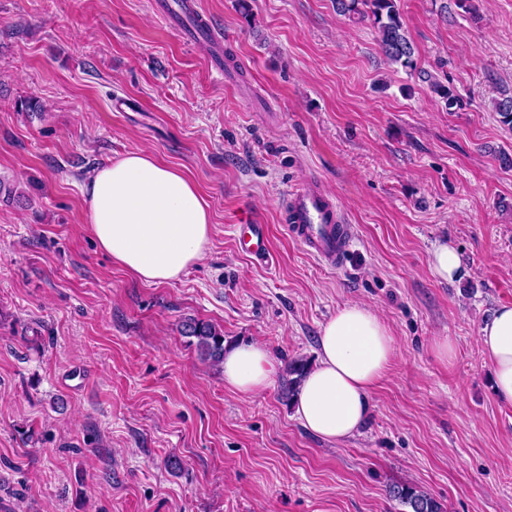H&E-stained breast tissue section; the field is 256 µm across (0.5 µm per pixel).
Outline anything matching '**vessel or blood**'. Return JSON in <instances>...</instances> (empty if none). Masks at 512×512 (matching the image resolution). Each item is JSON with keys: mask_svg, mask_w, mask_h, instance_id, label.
<instances>
[{"mask_svg": "<svg viewBox=\"0 0 512 512\" xmlns=\"http://www.w3.org/2000/svg\"><path fill=\"white\" fill-rule=\"evenodd\" d=\"M284 221L288 232L308 254L334 266L341 263L352 240L338 204L319 186L305 184L287 196ZM270 239L266 225L242 224L238 227L237 248L259 261L270 256Z\"/></svg>", "mask_w": 512, "mask_h": 512, "instance_id": "1", "label": "vessel or blood"}]
</instances>
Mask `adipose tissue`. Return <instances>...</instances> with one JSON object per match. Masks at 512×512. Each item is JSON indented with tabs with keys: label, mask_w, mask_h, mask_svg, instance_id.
Returning a JSON list of instances; mask_svg holds the SVG:
<instances>
[{
	"label": "adipose tissue",
	"mask_w": 512,
	"mask_h": 512,
	"mask_svg": "<svg viewBox=\"0 0 512 512\" xmlns=\"http://www.w3.org/2000/svg\"><path fill=\"white\" fill-rule=\"evenodd\" d=\"M86 201L98 247L139 281L179 280L208 250L209 203L190 176L151 152L134 150L96 170ZM478 342L493 366L496 399L512 405V305L482 324ZM395 352L377 313L356 303L338 308L320 330L318 363L296 397L303 427L329 441L354 437ZM223 372L227 389L252 395L272 384L275 366L263 345L250 343L225 353Z\"/></svg>",
	"instance_id": "1"
}]
</instances>
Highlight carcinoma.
<instances>
[{
  "label": "carcinoma",
  "instance_id": "1",
  "mask_svg": "<svg viewBox=\"0 0 512 512\" xmlns=\"http://www.w3.org/2000/svg\"><path fill=\"white\" fill-rule=\"evenodd\" d=\"M336 11L360 20L369 19L378 33L382 54L390 63L414 72L419 69L418 56L405 31L398 0H336ZM432 91L452 109L459 106V99L453 90L439 80L430 83ZM499 122L512 130V97H505L495 104ZM182 333L196 339L195 345L200 357L219 366L224 362V330L216 325L196 319L182 323ZM310 363L304 359L288 362V380L285 392L293 398ZM391 499L409 508V512H446L444 504L431 494L412 484L392 485L388 489Z\"/></svg>",
  "mask_w": 512,
  "mask_h": 512
}]
</instances>
